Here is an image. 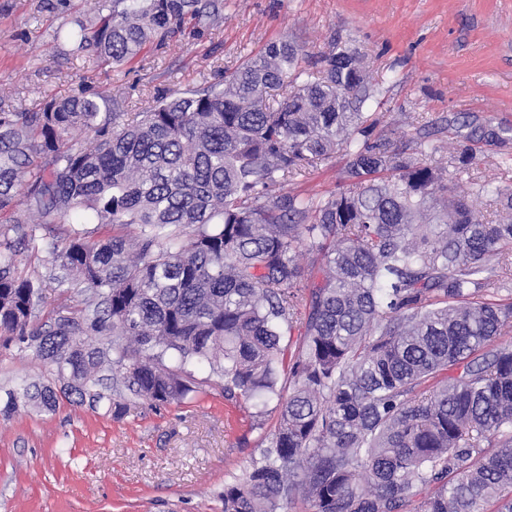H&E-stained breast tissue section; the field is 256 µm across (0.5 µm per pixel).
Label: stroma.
<instances>
[{"instance_id": "stroma-1", "label": "stroma", "mask_w": 512, "mask_h": 512, "mask_svg": "<svg viewBox=\"0 0 512 512\" xmlns=\"http://www.w3.org/2000/svg\"><path fill=\"white\" fill-rule=\"evenodd\" d=\"M97 0H0V89L13 110L40 111L78 88L120 95L123 111L139 112L158 91L213 80L268 44L290 37L302 48L301 68L321 69L333 45L362 54L376 97L377 133L420 156L425 135L446 142L434 165L448 164L457 142L448 116L476 115L512 129V0H224V25L170 46L150 47L119 70L97 67L82 53L49 57L56 37L77 16H93ZM468 175L457 181L512 187V142L480 144ZM348 158L325 160L291 182V193L327 195L344 184ZM69 227L46 225L39 252L18 248L15 266L39 279L44 323L61 300L80 299L82 284L56 257ZM33 349L0 345V396L27 382H52ZM246 400L225 401L220 385L198 400L154 407L130 402L113 418L105 408L61 401L55 412L19 406L0 410V512H224L225 482L240 476L258 450Z\"/></svg>"}]
</instances>
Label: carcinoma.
I'll use <instances>...</instances> for the list:
<instances>
[{"label":"carcinoma","instance_id":"carcinoma-1","mask_svg":"<svg viewBox=\"0 0 512 512\" xmlns=\"http://www.w3.org/2000/svg\"><path fill=\"white\" fill-rule=\"evenodd\" d=\"M222 21L224 0H100L66 42L119 68ZM299 61L284 38L143 112H109L83 88L40 112L0 106V224L15 234L0 240V339L62 382L9 390L4 409L54 411L63 396L119 419L108 382L182 403L206 365L224 399L276 402L224 512H512V190L460 197L374 134L356 52L332 50L314 79ZM457 126L456 176L474 145L505 143L475 116ZM340 151V191L280 193ZM57 219L71 225L61 266L88 296L37 325L42 287L17 275L14 240L36 250ZM92 220L112 234L93 238Z\"/></svg>","mask_w":512,"mask_h":512}]
</instances>
